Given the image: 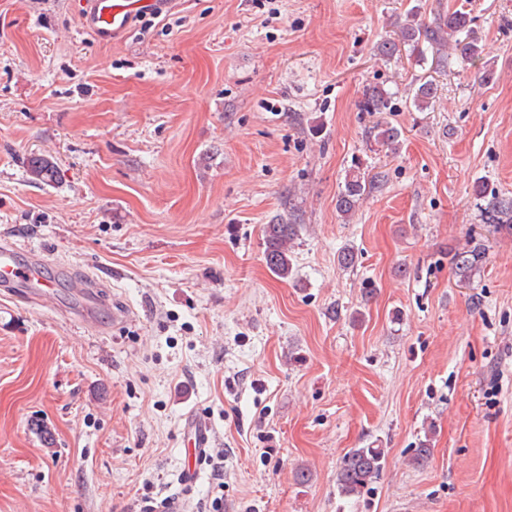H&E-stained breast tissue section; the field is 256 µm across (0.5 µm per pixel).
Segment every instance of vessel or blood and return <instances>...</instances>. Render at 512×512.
<instances>
[{
  "mask_svg": "<svg viewBox=\"0 0 512 512\" xmlns=\"http://www.w3.org/2000/svg\"><path fill=\"white\" fill-rule=\"evenodd\" d=\"M86 8L81 22L86 30L100 39L130 33L136 18L144 13L164 9L163 0H85ZM78 298L73 313L84 320H94L97 310L106 305L101 287L92 278L73 268H63ZM0 289L19 293L30 302H37L52 292V284L43 272L41 260L20 264L14 242L0 241ZM184 433L188 444L187 462L180 474L182 486L193 488L201 477L200 465L213 445L211 426L199 417L187 416Z\"/></svg>",
  "mask_w": 512,
  "mask_h": 512,
  "instance_id": "b4317fda",
  "label": "vessel or blood"
}]
</instances>
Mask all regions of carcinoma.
<instances>
[{"mask_svg":"<svg viewBox=\"0 0 512 512\" xmlns=\"http://www.w3.org/2000/svg\"><path fill=\"white\" fill-rule=\"evenodd\" d=\"M474 17L463 8L448 9L434 16L433 21H425L417 11L411 10L398 27L397 37L386 36L376 45L377 55L388 60L408 52L416 61H425L424 47H429L438 62L447 60L445 50L455 52L457 59L464 64H475L483 48L473 36ZM437 97V86L430 80L418 82L412 89V104L419 111L431 106ZM388 106V93L377 87L367 88L363 94L361 108L365 112H385ZM369 134L384 145L398 143L401 131L390 123L377 122ZM27 172L30 178L44 185L58 182L59 171L55 163L44 155H31L27 158ZM377 182L366 175L360 164H353L345 174L343 186L336 195V212L345 221L356 211L360 203ZM474 195L481 220L491 224L498 231H512V198H503L496 193H488L482 181L474 184ZM300 225L290 216H280L272 223L264 225L265 262L278 277L287 279L293 275V262L290 244L298 238ZM486 263V250L481 243H467L463 248L448 251V264L459 281L468 283ZM385 450L382 448H353L344 459L336 475V485L344 496H352L369 485L382 470Z\"/></svg>","mask_w":512,"mask_h":512,"instance_id":"carcinoma-1","label":"carcinoma"}]
</instances>
